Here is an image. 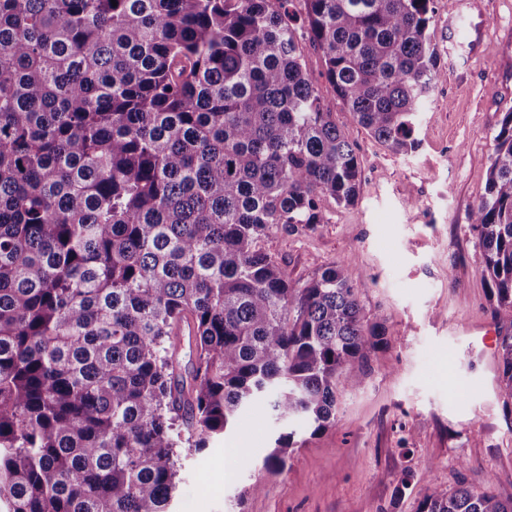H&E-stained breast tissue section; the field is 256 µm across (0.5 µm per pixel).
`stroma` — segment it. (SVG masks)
I'll return each instance as SVG.
<instances>
[{
	"label": "stroma",
	"mask_w": 512,
	"mask_h": 512,
	"mask_svg": "<svg viewBox=\"0 0 512 512\" xmlns=\"http://www.w3.org/2000/svg\"><path fill=\"white\" fill-rule=\"evenodd\" d=\"M483 9L488 54L468 58L463 45L441 60L467 79L438 82L406 155L353 120L320 52L304 47L325 109L357 151L359 195L350 206L323 198L326 223L276 230L259 246L299 284L352 265L364 314L387 343L371 353L362 385L339 393L335 426L295 449L282 473L268 474L263 459L286 426L252 408L207 448L181 449L171 512H417L430 484L463 480L512 499V401L498 391V349L483 343L512 334V322L494 311L470 225L512 106V0ZM256 482L262 492L244 495Z\"/></svg>",
	"instance_id": "stroma-1"
}]
</instances>
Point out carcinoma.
Instances as JSON below:
<instances>
[{
    "mask_svg": "<svg viewBox=\"0 0 512 512\" xmlns=\"http://www.w3.org/2000/svg\"><path fill=\"white\" fill-rule=\"evenodd\" d=\"M434 3L0 0V512H167L177 418L197 451L252 404L312 436L336 424L381 336L358 275L338 262L297 285L258 247L358 195L302 42L352 118L406 154L444 78ZM471 226L509 318L512 107ZM499 366L512 400V336ZM418 512L512 500L433 484Z\"/></svg>",
    "mask_w": 512,
    "mask_h": 512,
    "instance_id": "carcinoma-1",
    "label": "carcinoma"
}]
</instances>
